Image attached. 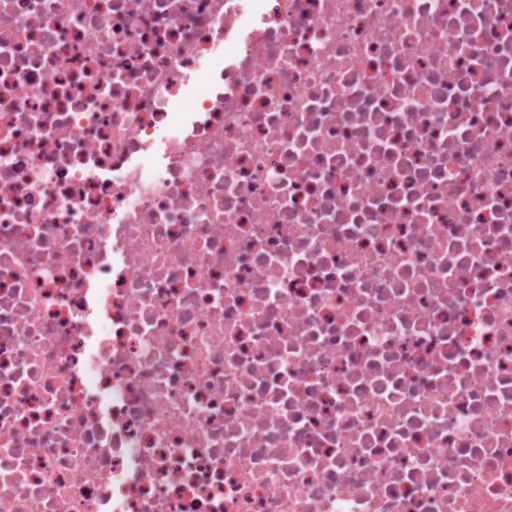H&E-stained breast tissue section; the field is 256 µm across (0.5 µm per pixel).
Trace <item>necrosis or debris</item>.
Instances as JSON below:
<instances>
[{
    "instance_id": "necrosis-or-debris-1",
    "label": "necrosis or debris",
    "mask_w": 512,
    "mask_h": 512,
    "mask_svg": "<svg viewBox=\"0 0 512 512\" xmlns=\"http://www.w3.org/2000/svg\"><path fill=\"white\" fill-rule=\"evenodd\" d=\"M0 512H512V0H0Z\"/></svg>"
}]
</instances>
